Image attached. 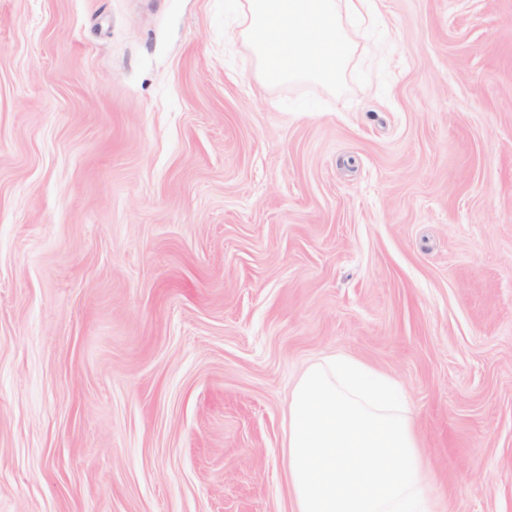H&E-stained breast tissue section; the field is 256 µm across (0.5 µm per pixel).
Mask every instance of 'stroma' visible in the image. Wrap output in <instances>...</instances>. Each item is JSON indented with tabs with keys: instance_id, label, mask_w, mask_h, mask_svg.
Returning a JSON list of instances; mask_svg holds the SVG:
<instances>
[{
	"instance_id": "35a3bbf8",
	"label": "stroma",
	"mask_w": 512,
	"mask_h": 512,
	"mask_svg": "<svg viewBox=\"0 0 512 512\" xmlns=\"http://www.w3.org/2000/svg\"><path fill=\"white\" fill-rule=\"evenodd\" d=\"M380 6L337 96L215 0H0V512H289L334 354L512 512V0Z\"/></svg>"
}]
</instances>
